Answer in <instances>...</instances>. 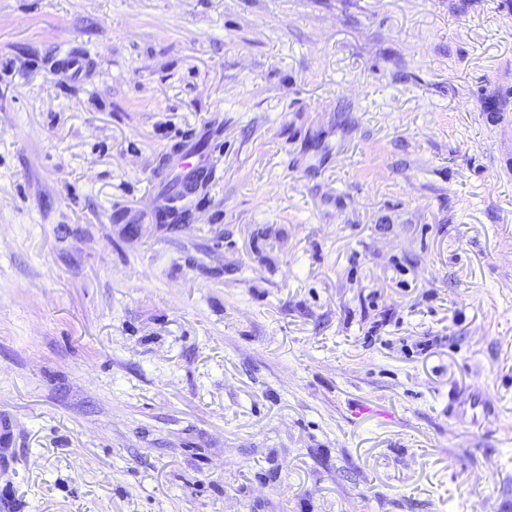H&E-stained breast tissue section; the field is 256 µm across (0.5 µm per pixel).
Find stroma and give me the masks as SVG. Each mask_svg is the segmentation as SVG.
<instances>
[{
  "label": "stroma",
  "instance_id": "1",
  "mask_svg": "<svg viewBox=\"0 0 512 512\" xmlns=\"http://www.w3.org/2000/svg\"><path fill=\"white\" fill-rule=\"evenodd\" d=\"M2 423L0 512H512V0H0Z\"/></svg>",
  "mask_w": 512,
  "mask_h": 512
}]
</instances>
